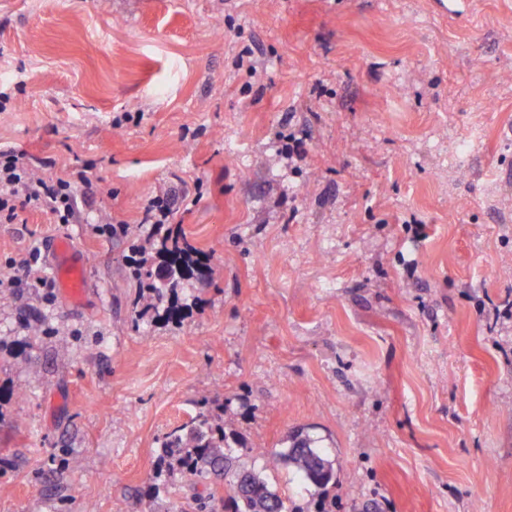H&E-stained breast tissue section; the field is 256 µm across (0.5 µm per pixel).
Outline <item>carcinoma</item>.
Here are the masks:
<instances>
[{"mask_svg": "<svg viewBox=\"0 0 512 512\" xmlns=\"http://www.w3.org/2000/svg\"><path fill=\"white\" fill-rule=\"evenodd\" d=\"M174 232L163 224L154 225L149 246H132L131 258L139 287L149 295L135 302V319L152 312L169 321H182L187 304L178 291L191 280H202L209 272L208 258L186 242L173 240ZM224 405L216 411H199L174 427L164 437L157 475L166 482L195 485L211 477L224 479V512H290L286 501L270 486L262 472L237 464L233 447L238 434L218 423ZM283 451L256 449L263 468L281 465L292 468L305 482L324 487L335 481L332 462L321 451L318 440L297 431L288 437Z\"/></svg>", "mask_w": 512, "mask_h": 512, "instance_id": "obj_1", "label": "carcinoma"}]
</instances>
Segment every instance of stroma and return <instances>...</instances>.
<instances>
[{
  "label": "stroma",
  "instance_id": "stroma-1",
  "mask_svg": "<svg viewBox=\"0 0 512 512\" xmlns=\"http://www.w3.org/2000/svg\"><path fill=\"white\" fill-rule=\"evenodd\" d=\"M477 2L0 0V149L96 189L0 223V512H195L222 480L155 472L204 395L245 466L319 440L334 486L267 474L303 512H512V0ZM156 196L210 256L179 324L134 322V238L97 231ZM55 274L61 286L72 297L83 293L86 282V265L83 259L73 256L64 242L55 247Z\"/></svg>",
  "mask_w": 512,
  "mask_h": 512
}]
</instances>
